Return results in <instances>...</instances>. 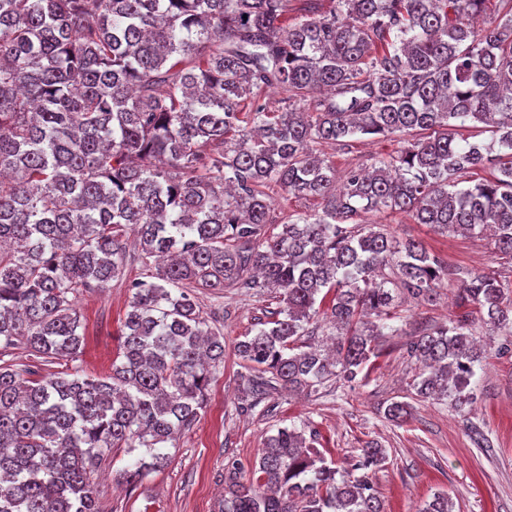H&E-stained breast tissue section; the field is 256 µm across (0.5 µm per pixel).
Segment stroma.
Masks as SVG:
<instances>
[{"label":"stroma","mask_w":512,"mask_h":512,"mask_svg":"<svg viewBox=\"0 0 512 512\" xmlns=\"http://www.w3.org/2000/svg\"><path fill=\"white\" fill-rule=\"evenodd\" d=\"M399 148L398 138L388 136L361 137L346 146L322 144L317 151L342 175ZM365 220L385 225L398 239L422 241L448 263V277L433 302L409 299L399 307L396 324L403 333L384 341V354L368 381L347 383L334 377L317 392L292 395L279 390L265 407L251 408L235 345L257 323L269 320L277 308L274 294L242 288L197 290L210 327L224 335V362L206 392L205 411L190 430L167 443L168 465L137 485L115 479L129 456L116 449L107 452L96 478L100 512H218L225 465L250 469L267 436L303 425L316 432L317 449L341 470L350 468L368 442L386 448L388 459L373 476L384 512H421L438 493L447 494L452 512H512V353L501 351L512 336L476 326L485 359L471 381L476 403L464 411L445 402L412 400L416 370L405 352L407 335L446 325L456 315L455 296L470 274L493 271L511 284L512 257L489 238L447 236L404 214L370 213ZM154 271V266L135 260L105 290L78 296L75 306L87 338L79 358L85 374L99 378L110 373L117 331L132 296L130 284ZM395 400L413 406L411 416L398 426L383 414Z\"/></svg>","instance_id":"1"}]
</instances>
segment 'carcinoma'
I'll return each instance as SVG.
<instances>
[{"label": "carcinoma", "instance_id": "cac0c4a2", "mask_svg": "<svg viewBox=\"0 0 512 512\" xmlns=\"http://www.w3.org/2000/svg\"><path fill=\"white\" fill-rule=\"evenodd\" d=\"M304 2L290 22L288 0H0V512H98L112 448L133 456L117 472L130 485L166 464L224 361L193 289L278 291L275 318L235 346L259 404L367 378L380 337L401 335L398 296L431 302L448 276L362 215L489 230L512 254V0L480 29L487 0ZM472 124L490 142L456 136ZM420 131L340 188L313 149ZM479 168L491 177L462 185ZM273 186L321 210L276 217ZM128 231L163 266L131 283L112 374L91 378L72 365L74 300L124 275ZM456 304L407 353L423 364L415 396L462 410L483 361L471 316L512 333V285L478 273ZM317 316L336 329L333 357L299 345ZM18 345L68 366L18 370L4 360ZM387 458L369 443L341 472L284 427L248 475L224 473L221 512H382L372 473Z\"/></svg>", "mask_w": 512, "mask_h": 512}]
</instances>
